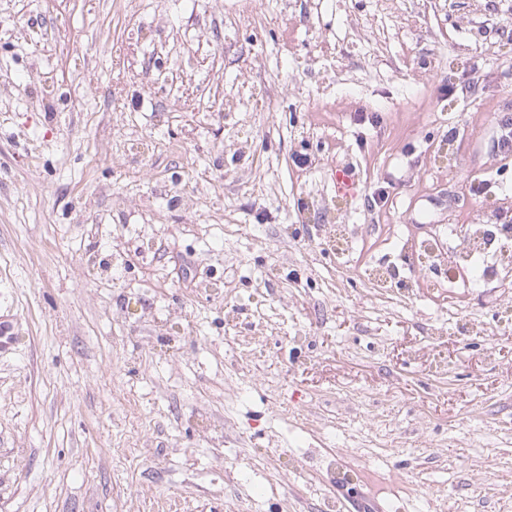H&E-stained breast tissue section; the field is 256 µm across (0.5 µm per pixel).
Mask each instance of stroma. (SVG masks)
I'll use <instances>...</instances> for the list:
<instances>
[{"instance_id": "1", "label": "stroma", "mask_w": 512, "mask_h": 512, "mask_svg": "<svg viewBox=\"0 0 512 512\" xmlns=\"http://www.w3.org/2000/svg\"><path fill=\"white\" fill-rule=\"evenodd\" d=\"M254 2L0 0V512H512L503 289L364 281L512 213V0ZM398 275V271L388 264H377L369 269L365 274L369 288L378 293H383L389 288H393V282Z\"/></svg>"}]
</instances>
